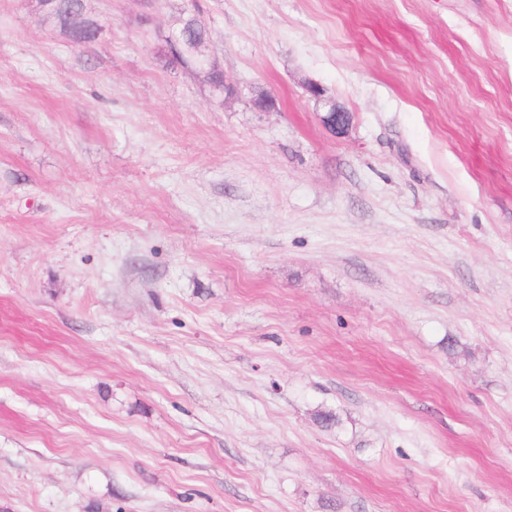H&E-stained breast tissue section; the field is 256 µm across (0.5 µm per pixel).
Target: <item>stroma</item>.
<instances>
[{
  "instance_id": "1",
  "label": "stroma",
  "mask_w": 512,
  "mask_h": 512,
  "mask_svg": "<svg viewBox=\"0 0 512 512\" xmlns=\"http://www.w3.org/2000/svg\"><path fill=\"white\" fill-rule=\"evenodd\" d=\"M83 2L0 0V512H512V0ZM200 30L204 31L203 28L198 26L193 19L185 21L177 30L175 33V43L178 46V52L175 53L177 60L184 62L186 57L185 54L196 47L195 40L200 35Z\"/></svg>"
}]
</instances>
